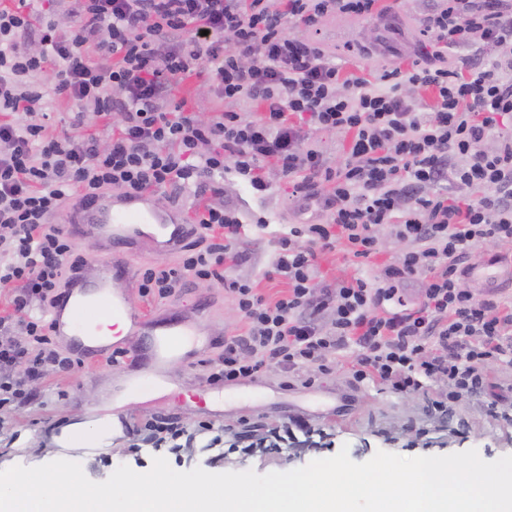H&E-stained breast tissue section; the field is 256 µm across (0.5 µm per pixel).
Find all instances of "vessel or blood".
I'll use <instances>...</instances> for the list:
<instances>
[{"mask_svg": "<svg viewBox=\"0 0 512 512\" xmlns=\"http://www.w3.org/2000/svg\"><path fill=\"white\" fill-rule=\"evenodd\" d=\"M62 221L79 239L93 247L107 246L108 252L96 258L95 279L70 286L49 308L52 336L70 342L90 362L130 352L135 367L156 374L163 373L169 361L206 352L208 340L182 312L149 314L127 302L133 288L132 248L144 245L163 256L188 241L186 218L179 209L159 206L152 194L104 195L75 206ZM466 277L483 288L501 280L512 281V261L487 255L481 263L468 267ZM104 317L123 321L127 333L143 336L142 347L131 352L125 339L96 336L95 324Z\"/></svg>", "mask_w": 512, "mask_h": 512, "instance_id": "obj_1", "label": "vessel or blood"}]
</instances>
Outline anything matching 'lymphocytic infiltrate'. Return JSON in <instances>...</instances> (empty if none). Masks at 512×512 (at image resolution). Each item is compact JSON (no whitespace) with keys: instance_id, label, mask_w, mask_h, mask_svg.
<instances>
[{"instance_id":"f902f5d3","label":"lymphocytic infiltrate","mask_w":512,"mask_h":512,"mask_svg":"<svg viewBox=\"0 0 512 512\" xmlns=\"http://www.w3.org/2000/svg\"><path fill=\"white\" fill-rule=\"evenodd\" d=\"M45 2L37 27L30 13L0 8V290L12 304L0 316V410L30 400L37 379L74 367L42 316L87 266L56 219L65 205L115 188L192 196L193 245L178 265L141 270L136 288L143 301H162L191 278L234 297L245 329L225 337L211 380H250L272 365L326 375L333 353L353 345L355 381L401 394L435 382L432 408L445 415L460 398L486 394L489 363H512V307L467 288L463 269L478 244L512 241V0H435L425 21L433 46L488 49L491 61L458 71L416 61L371 80L343 74L289 28L329 13L378 18V0ZM32 34L35 52L24 45ZM193 75L225 101L256 104L258 117L225 110L201 120L174 95ZM49 89L83 113H121L107 146L13 120L37 112ZM312 128L349 135L344 165L332 167L310 143ZM271 167L293 196L325 211L279 237L266 276L288 289L275 299L230 277L243 222L213 202L228 173L267 194ZM472 187L483 196L465 198ZM386 224L410 244L397 260L369 279L313 287L320 254L341 242L367 264Z\"/></svg>"}]
</instances>
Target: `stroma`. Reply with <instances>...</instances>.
<instances>
[{"mask_svg": "<svg viewBox=\"0 0 512 512\" xmlns=\"http://www.w3.org/2000/svg\"><path fill=\"white\" fill-rule=\"evenodd\" d=\"M381 5L387 11L381 21L329 14L315 26L293 28L291 34L318 44L347 74L376 76L397 67L407 68L423 53L426 39L421 24L434 0H381ZM269 177L273 188L262 198L254 196L239 178L226 177L224 193L215 202L235 206L244 222L235 245L243 260L235 267L234 276L274 297L287 289L286 281L264 276L274 257L276 238L290 224L316 216L319 208L314 205L308 213L298 212L289 198L287 183L277 172H270ZM259 216L266 218V228L255 226ZM378 236L380 253L362 267L350 261L343 247L322 253L315 288L358 275L372 277L406 248L391 227H380ZM159 308L199 310L198 325L213 339L202 360L176 361L167 368L168 383L130 390L111 399L106 398L105 391L113 377L123 373L120 365L86 363L39 379L29 403L0 411V471L14 466L37 467L67 457L81 465L88 479L102 482L122 465L138 473L147 472L158 456L179 472L198 467L210 473L251 470L267 474L306 466L343 448L357 463L379 451L417 457L473 449L488 462L512 455V420L500 416L501 411L512 408V365L493 363L487 368L489 390L500 397L499 412L488 410L483 398L466 396L447 419L435 416L429 407L436 388L433 382H426L424 391L411 395L396 394L373 383L353 384L350 367L356 351L352 348L338 352L332 374L313 385L273 368L256 380L225 385L219 396L209 391L207 365L223 356L225 336L245 329L233 297L220 286L193 281L181 299L160 303ZM209 403L222 412L218 423L228 430L223 444L211 445L209 436L203 435L197 437L193 448L178 453L147 447L136 454L131 452L144 419L174 417L193 428L204 420V408ZM117 413L127 419V430H115L110 436L88 432L82 451L64 453L62 443L71 424ZM293 418L306 420L311 433L298 431L282 442L271 437L272 429Z\"/></svg>", "mask_w": 512, "mask_h": 512, "instance_id": "obj_1", "label": "stroma"}]
</instances>
